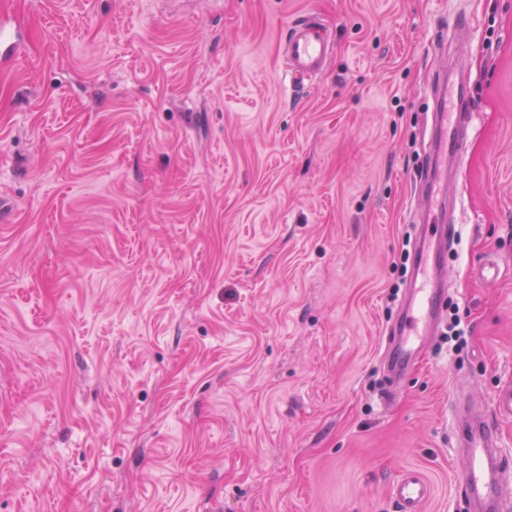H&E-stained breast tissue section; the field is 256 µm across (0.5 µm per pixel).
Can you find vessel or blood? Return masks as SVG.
Segmentation results:
<instances>
[{"label":"vessel or blood","instance_id":"b4317fda","mask_svg":"<svg viewBox=\"0 0 512 512\" xmlns=\"http://www.w3.org/2000/svg\"><path fill=\"white\" fill-rule=\"evenodd\" d=\"M335 52L331 29L311 13L298 16L285 37V77L291 88L306 86L321 74ZM469 81L463 74H449L439 67L425 96L432 101L433 134L419 169L423 204L411 219L429 226L430 231L414 248L407 296L401 302L398 321L386 345L391 390H398L436 335L445 311L447 284L442 260L457 237L446 201L448 178L456 174L467 151L468 128L472 119L468 99ZM494 417L482 407L460 402L454 431L455 447L467 468L462 488L471 512H512V470L504 462L511 453L503 450L494 419H512V387L499 390ZM401 512H418L430 495V487L413 473L401 475L392 487Z\"/></svg>","mask_w":512,"mask_h":512}]
</instances>
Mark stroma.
I'll return each instance as SVG.
<instances>
[{"label":"stroma","instance_id":"stroma-1","mask_svg":"<svg viewBox=\"0 0 512 512\" xmlns=\"http://www.w3.org/2000/svg\"><path fill=\"white\" fill-rule=\"evenodd\" d=\"M331 26L293 92L280 43ZM474 115L446 333L390 395L432 39ZM0 512H468L512 384V0H0ZM495 264L499 276L483 277ZM331 29L311 13L298 16L285 37V78L292 89L304 87L321 74L335 52ZM455 447L467 468L462 488L474 512H509L511 473L504 465L511 448L503 450L497 430L480 406L462 401L457 410ZM392 494L402 512H418L430 495V486L418 475L406 473L395 481Z\"/></svg>","mask_w":512,"mask_h":512}]
</instances>
